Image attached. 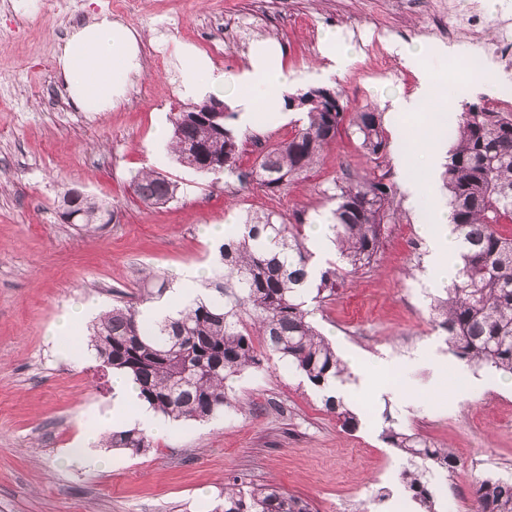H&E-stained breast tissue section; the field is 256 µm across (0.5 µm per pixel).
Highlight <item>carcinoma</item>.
I'll use <instances>...</instances> for the list:
<instances>
[{
	"instance_id": "cac0c4a2",
	"label": "carcinoma",
	"mask_w": 512,
	"mask_h": 512,
	"mask_svg": "<svg viewBox=\"0 0 512 512\" xmlns=\"http://www.w3.org/2000/svg\"><path fill=\"white\" fill-rule=\"evenodd\" d=\"M329 105L330 92L324 88L288 97L285 106L304 114L302 124L288 140L267 148L249 172L238 170L236 157L250 135L237 136L222 119L207 126L203 112L188 109L171 117L170 148L184 167L223 171L270 192L316 164L342 132L354 135L364 156L378 163L387 147L381 114L368 107L350 112L339 103L331 112ZM448 129L452 143L443 180L461 268L445 295L430 297V315L447 333L456 356L512 377V236L496 229L505 219L512 222V113L471 104L452 118ZM134 184L149 207L176 197L177 184L159 173L143 172ZM323 195L334 204L330 228L342 265L311 271L313 252L303 234L305 210L286 218L273 211L251 213L220 246L206 284L210 294L196 297L178 317L150 323L129 305H114L99 315L90 327V348L100 367L130 377L139 399L175 421H205L233 406L227 381L260 367L257 340L321 391L329 381L343 378L347 368L311 320L306 303L320 305L334 295L345 268L369 266L382 246L386 225L398 223L400 213L394 185L373 171L345 172ZM111 209L112 203L84 194L76 199L74 223L98 229ZM168 290L169 280L154 274L142 302L159 300ZM324 405L344 427L358 425L343 401L328 395ZM384 435L391 447L417 463L402 472V482L414 500L429 507L422 465L453 473L456 455L393 425ZM105 445L139 453L152 447V440L133 428L112 432ZM472 496L473 512H512V480L477 478ZM224 512L311 508L273 486L243 489L235 483L224 487Z\"/></svg>"
}]
</instances>
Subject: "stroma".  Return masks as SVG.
Wrapping results in <instances>:
<instances>
[{"label":"stroma","mask_w":512,"mask_h":512,"mask_svg":"<svg viewBox=\"0 0 512 512\" xmlns=\"http://www.w3.org/2000/svg\"><path fill=\"white\" fill-rule=\"evenodd\" d=\"M107 10V0H0V512H222L232 479L278 487L316 512H392L399 504L423 512L399 479L407 456L382 437L391 423L453 448L456 473L425 475L433 509L472 512L474 478L512 477V387L455 357L431 322L432 290L417 266L425 212L401 194V221L388 226L375 261L347 275L312 315L344 361L391 363L371 393L348 401L356 430L327 411L321 390L266 352L262 369L230 382L234 405L219 416L177 422L137 454L108 449L104 469L70 460L110 402L112 374L95 359L75 363L61 354L50 329L63 309L82 299L103 309L118 298L134 304L146 271L173 279L183 265L213 264L219 252L204 227L238 223L268 199L284 215L303 208L313 222L329 216L320 188L343 169L370 166L347 137L273 195L181 166L153 131L192 105L179 89L183 47L234 75L257 44L280 45L295 79L291 93L326 88L350 110L379 111L386 94L414 93L424 69L463 84L455 111L495 95L467 91V74L429 53L441 38L418 0H137L129 25L140 35V80L112 111L80 112L58 75V47L72 25ZM262 13L270 23L259 22ZM230 16L240 19L237 35L211 54ZM329 31L356 50L339 73L328 72L319 51ZM368 39L423 48L420 68L394 54L376 69L362 48ZM144 170L177 183L176 198L160 208L141 203L133 178ZM68 187L112 202V222L95 231L64 223ZM428 344L434 357L420 356ZM462 372L470 385L457 398L432 396ZM405 390L420 400L400 405Z\"/></svg>","instance_id":"1"}]
</instances>
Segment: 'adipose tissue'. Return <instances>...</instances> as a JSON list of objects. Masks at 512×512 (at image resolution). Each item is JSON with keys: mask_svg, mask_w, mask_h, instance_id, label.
Returning a JSON list of instances; mask_svg holds the SVG:
<instances>
[{"mask_svg": "<svg viewBox=\"0 0 512 512\" xmlns=\"http://www.w3.org/2000/svg\"><path fill=\"white\" fill-rule=\"evenodd\" d=\"M283 50L276 44L257 46L249 67L242 74L229 76L216 70L210 59L191 49L180 53L179 85L182 95L202 100L224 98L237 114L242 127L262 123L268 114L279 112L282 94L290 81L283 70ZM60 75L72 106L82 112H107L121 102L134 79L141 74L137 32L112 21L106 14L75 27L58 56ZM443 96L455 98L453 86L439 87L430 73H423L417 91L395 95L388 102L392 120L424 112L428 100ZM448 155V122L432 119L419 124L407 136L405 148L398 153L396 165L401 187L413 205L428 204L430 217L421 225L427 251V275L430 283H451L458 275L454 258L455 237L448 221V201L440 191L441 166ZM209 274L207 267L189 265L178 274L168 296L148 304L144 318L160 320L176 316L200 295ZM135 427L150 435L166 433L169 420L140 404L133 381L122 373L112 376V400L100 417L98 432L118 427Z\"/></svg>", "mask_w": 512, "mask_h": 512, "instance_id": "obj_1", "label": "adipose tissue"}]
</instances>
